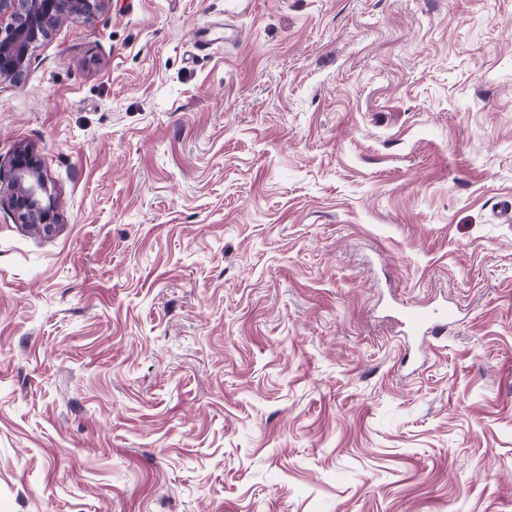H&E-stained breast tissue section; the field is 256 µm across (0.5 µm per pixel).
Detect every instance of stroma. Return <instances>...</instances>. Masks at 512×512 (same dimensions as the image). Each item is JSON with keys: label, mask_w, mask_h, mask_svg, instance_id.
<instances>
[{"label": "stroma", "mask_w": 512, "mask_h": 512, "mask_svg": "<svg viewBox=\"0 0 512 512\" xmlns=\"http://www.w3.org/2000/svg\"><path fill=\"white\" fill-rule=\"evenodd\" d=\"M22 146L0 512H512V0H109L0 84ZM8 173L7 205L18 221L37 228L44 234L53 233L60 216L55 201L48 195L40 165L28 147L16 151ZM437 315L436 310H431L424 305L408 306L401 310L398 322L404 334L423 340L443 334L455 317L454 310L451 308L439 317Z\"/></svg>", "instance_id": "obj_1"}]
</instances>
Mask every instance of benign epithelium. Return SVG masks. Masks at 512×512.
<instances>
[{"instance_id":"1","label":"benign epithelium","mask_w":512,"mask_h":512,"mask_svg":"<svg viewBox=\"0 0 512 512\" xmlns=\"http://www.w3.org/2000/svg\"><path fill=\"white\" fill-rule=\"evenodd\" d=\"M109 0H0V83L15 82L26 68L30 46L46 38L58 21L72 15L90 16ZM7 205L18 221L44 234L60 222L55 201L40 165L27 147L10 162Z\"/></svg>"}]
</instances>
